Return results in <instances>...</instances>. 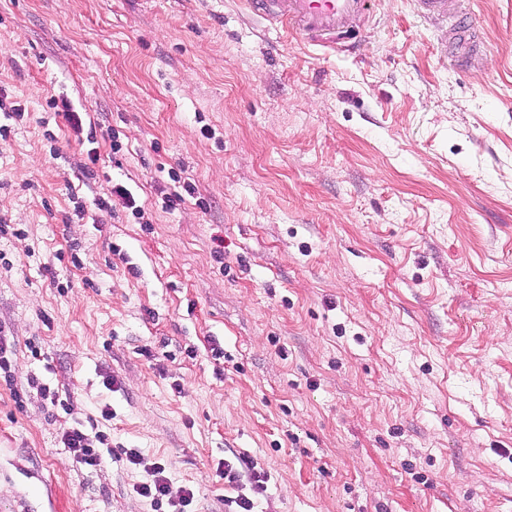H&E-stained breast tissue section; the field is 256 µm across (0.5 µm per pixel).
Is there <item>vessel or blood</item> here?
I'll return each instance as SVG.
<instances>
[{
  "mask_svg": "<svg viewBox=\"0 0 512 512\" xmlns=\"http://www.w3.org/2000/svg\"><path fill=\"white\" fill-rule=\"evenodd\" d=\"M368 0H246L248 10L290 31L301 43L328 50L354 49L361 37L351 24Z\"/></svg>",
  "mask_w": 512,
  "mask_h": 512,
  "instance_id": "obj_1",
  "label": "vessel or blood"
}]
</instances>
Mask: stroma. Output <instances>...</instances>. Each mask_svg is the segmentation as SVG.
<instances>
[{"label": "stroma", "mask_w": 512, "mask_h": 512, "mask_svg": "<svg viewBox=\"0 0 512 512\" xmlns=\"http://www.w3.org/2000/svg\"><path fill=\"white\" fill-rule=\"evenodd\" d=\"M444 10L325 55L243 0H0V512H154L155 462L225 512L235 455L258 512H512V0ZM107 436L96 433L93 437L81 428L72 427L63 434V443L69 449L77 463L91 470H96L103 460V455L95 442L106 444ZM237 464L232 461L224 460L222 468L217 469V476L224 479V483L229 486H235L241 481V478L248 476L253 484L254 490L257 494L265 491V483L267 482V475L262 469H257V463L244 456L236 457Z\"/></svg>", "instance_id": "35a3bbf8"}]
</instances>
